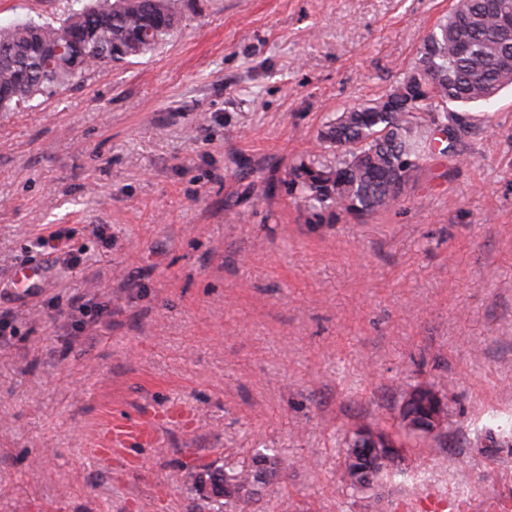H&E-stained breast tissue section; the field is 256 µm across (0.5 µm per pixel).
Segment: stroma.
<instances>
[{"label": "stroma", "instance_id": "1", "mask_svg": "<svg viewBox=\"0 0 512 512\" xmlns=\"http://www.w3.org/2000/svg\"><path fill=\"white\" fill-rule=\"evenodd\" d=\"M152 55L0 112V512H213L203 465L297 461L247 512H512V88L462 160L393 211L311 224L288 166L400 81L452 0H183ZM67 0H0V26ZM70 228L69 266L38 236ZM48 261L39 288L15 269ZM80 336L63 335L75 303ZM447 405L408 481L341 480L350 431L404 393ZM178 403L154 446L97 462L115 415Z\"/></svg>", "mask_w": 512, "mask_h": 512}]
</instances>
